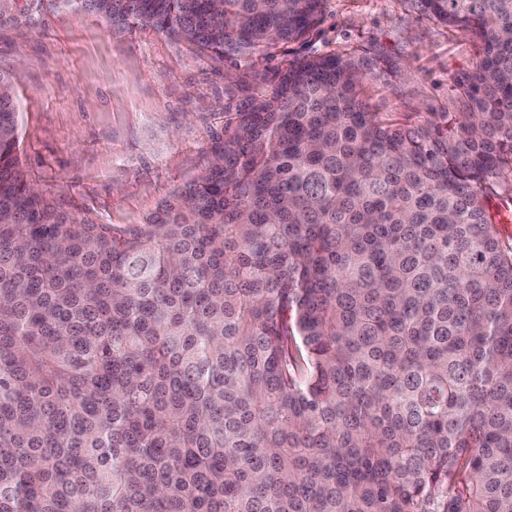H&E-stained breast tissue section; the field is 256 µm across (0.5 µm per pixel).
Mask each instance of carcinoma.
Wrapping results in <instances>:
<instances>
[{
	"label": "carcinoma",
	"mask_w": 512,
	"mask_h": 512,
	"mask_svg": "<svg viewBox=\"0 0 512 512\" xmlns=\"http://www.w3.org/2000/svg\"><path fill=\"white\" fill-rule=\"evenodd\" d=\"M249 56L324 0H52ZM451 110H369L380 57L254 74L143 224L28 179L0 68V512H512V0Z\"/></svg>",
	"instance_id": "obj_1"
}]
</instances>
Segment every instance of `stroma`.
Masks as SVG:
<instances>
[{
	"mask_svg": "<svg viewBox=\"0 0 512 512\" xmlns=\"http://www.w3.org/2000/svg\"><path fill=\"white\" fill-rule=\"evenodd\" d=\"M0 25V65L21 102L19 153L29 179L103 224H141L198 178L226 104L251 69L273 72L328 52L378 53L388 79L365 84L371 111L424 119L450 106L455 75L472 70L470 31L415 15L407 0H325L301 42L241 58L200 56L150 28L112 32L100 18L46 0H16Z\"/></svg>",
	"mask_w": 512,
	"mask_h": 512,
	"instance_id": "stroma-1",
	"label": "stroma"
}]
</instances>
